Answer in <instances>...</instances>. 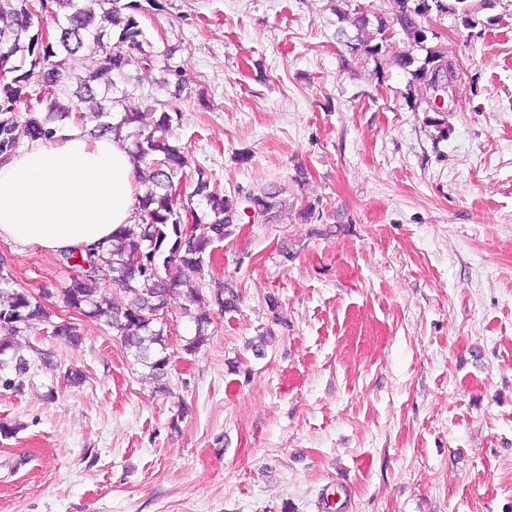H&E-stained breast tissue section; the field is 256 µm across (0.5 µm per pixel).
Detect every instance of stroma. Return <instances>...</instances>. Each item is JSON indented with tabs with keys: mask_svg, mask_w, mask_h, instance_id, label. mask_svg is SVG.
Returning <instances> with one entry per match:
<instances>
[{
	"mask_svg": "<svg viewBox=\"0 0 512 512\" xmlns=\"http://www.w3.org/2000/svg\"><path fill=\"white\" fill-rule=\"evenodd\" d=\"M472 2L473 27L433 11L424 43L399 32L375 55L355 45L394 0H163L143 17L186 85L173 134L192 164L228 197L277 187L318 213L216 244L208 272L239 309L191 355L194 323L170 315L166 396L103 322L50 298L83 344L31 333L52 366L0 389L18 426L0 512H512V0ZM440 48L463 70L447 114L392 61ZM0 258L34 293L68 278L54 252L0 242Z\"/></svg>",
	"mask_w": 512,
	"mask_h": 512,
	"instance_id": "1",
	"label": "stroma"
}]
</instances>
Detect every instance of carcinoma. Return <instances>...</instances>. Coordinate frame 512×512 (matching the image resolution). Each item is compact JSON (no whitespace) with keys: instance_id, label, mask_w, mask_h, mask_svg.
I'll use <instances>...</instances> for the list:
<instances>
[{"instance_id":"cac0c4a2","label":"carcinoma","mask_w":512,"mask_h":512,"mask_svg":"<svg viewBox=\"0 0 512 512\" xmlns=\"http://www.w3.org/2000/svg\"><path fill=\"white\" fill-rule=\"evenodd\" d=\"M396 24L407 39L426 41L419 22L431 9L461 16L473 26L475 7L470 0H395ZM163 10L159 0H0V50L6 52L11 73L0 79V159L9 158L24 140L50 139L57 128L72 123L89 129L92 137L119 134L135 127L131 154L137 163L138 180L151 187L136 198L137 223L112 232V238L89 248L60 251L63 264L74 268L59 288L64 305L103 322L116 332L122 346L151 371L156 392L165 394L171 355L167 331L159 318L172 306L190 317L195 335L186 340L183 351L197 352L208 340L206 328L214 314L235 312L241 296L224 282L214 283L205 293L199 288L180 289L189 276L206 277L205 257L217 243L229 236L227 228L243 211V200L224 195L202 168L190 167L188 149L171 139L174 117L180 116L177 102L183 82L179 71L165 65L167 78L158 87L169 98H152L150 110L158 111L149 125L138 111L124 110L112 122L115 107L133 96H143L142 73L157 64L145 49L147 40L139 18L148 10ZM40 11L49 34L33 29L29 15ZM445 54L431 52L412 77L423 102L434 107L432 77ZM44 91L35 98L33 89ZM189 178V192L177 189L182 177ZM247 198L274 219H284L291 209L283 190L263 189ZM205 202L209 221L197 235L181 236L184 214L192 212L194 201ZM110 284L121 302L107 304L98 298V286ZM10 335L0 338V386L20 391L30 362L21 353L19 339L48 324L52 336L71 349L82 344L79 329L72 322H51V314L28 291L14 287L9 274L0 272V325Z\"/></svg>"}]
</instances>
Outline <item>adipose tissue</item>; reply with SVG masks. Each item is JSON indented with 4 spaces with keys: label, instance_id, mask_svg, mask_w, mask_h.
I'll return each mask as SVG.
<instances>
[{
    "label": "adipose tissue",
    "instance_id": "obj_1",
    "mask_svg": "<svg viewBox=\"0 0 512 512\" xmlns=\"http://www.w3.org/2000/svg\"><path fill=\"white\" fill-rule=\"evenodd\" d=\"M129 145L61 127L0 164V241L57 252L91 246L135 221Z\"/></svg>",
    "mask_w": 512,
    "mask_h": 512
}]
</instances>
